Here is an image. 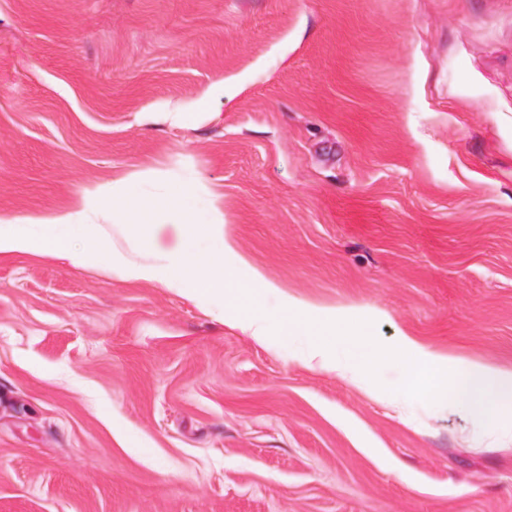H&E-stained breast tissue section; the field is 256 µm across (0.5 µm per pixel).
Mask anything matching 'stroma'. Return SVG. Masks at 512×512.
<instances>
[{
    "mask_svg": "<svg viewBox=\"0 0 512 512\" xmlns=\"http://www.w3.org/2000/svg\"><path fill=\"white\" fill-rule=\"evenodd\" d=\"M133 169L213 185L277 288L0 255V512H512V443L395 404L399 365L375 396L234 326L291 295L512 366V0H0V213ZM216 97L224 98V81L214 83L207 92L198 97L188 108H173L167 112V120L172 125L186 126L193 113L208 112Z\"/></svg>",
    "mask_w": 512,
    "mask_h": 512,
    "instance_id": "1",
    "label": "stroma"
}]
</instances>
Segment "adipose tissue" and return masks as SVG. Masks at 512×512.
<instances>
[{
	"mask_svg": "<svg viewBox=\"0 0 512 512\" xmlns=\"http://www.w3.org/2000/svg\"><path fill=\"white\" fill-rule=\"evenodd\" d=\"M146 171H130L111 184L87 187L73 208L46 214L0 218V253H42L57 259L71 255V242L81 237L85 257L106 260L130 280L152 281L165 277L167 284L183 297L198 302L203 298L223 299L226 294L270 288L263 272L249 258L236 251L224 232V215L218 207L214 188L189 177L179 188L163 196H146L140 184L149 179ZM208 204L210 217L198 219L201 204ZM111 213L113 223L124 235L139 233L164 215L184 224L186 232L179 247L138 261L122 256L112 246V237L103 231L99 219ZM233 255L237 267L245 269L248 281L237 286L224 266L226 255Z\"/></svg>",
	"mask_w": 512,
	"mask_h": 512,
	"instance_id": "adipose-tissue-1",
	"label": "adipose tissue"
}]
</instances>
